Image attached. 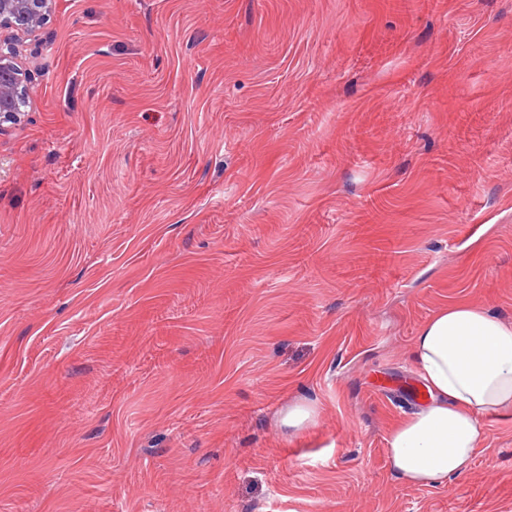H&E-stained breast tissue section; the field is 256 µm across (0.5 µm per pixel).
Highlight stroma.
I'll use <instances>...</instances> for the list:
<instances>
[{"mask_svg":"<svg viewBox=\"0 0 512 512\" xmlns=\"http://www.w3.org/2000/svg\"><path fill=\"white\" fill-rule=\"evenodd\" d=\"M23 41L0 512H512V412L442 486L385 443L433 313L512 323V0H56Z\"/></svg>","mask_w":512,"mask_h":512,"instance_id":"obj_1","label":"stroma"}]
</instances>
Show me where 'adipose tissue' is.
<instances>
[{"instance_id": "ef3b65f1", "label": "adipose tissue", "mask_w": 512, "mask_h": 512, "mask_svg": "<svg viewBox=\"0 0 512 512\" xmlns=\"http://www.w3.org/2000/svg\"><path fill=\"white\" fill-rule=\"evenodd\" d=\"M410 360L429 401L390 428L388 465L409 484L438 486L469 469L487 419L512 410V323L448 304L420 327Z\"/></svg>"}]
</instances>
